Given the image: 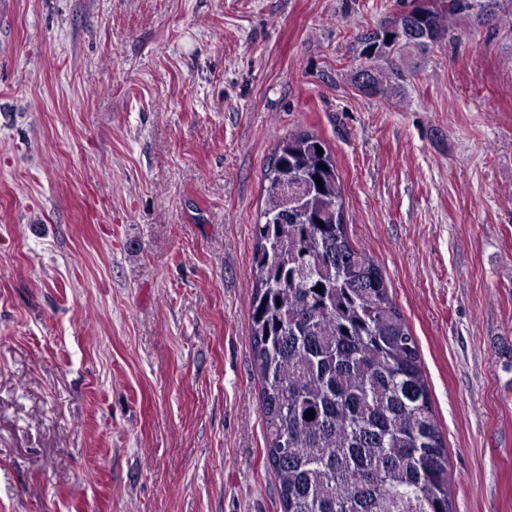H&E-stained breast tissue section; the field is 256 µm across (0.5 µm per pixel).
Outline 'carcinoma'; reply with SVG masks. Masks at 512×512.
Returning a JSON list of instances; mask_svg holds the SVG:
<instances>
[{
	"instance_id": "cac0c4a2",
	"label": "carcinoma",
	"mask_w": 512,
	"mask_h": 512,
	"mask_svg": "<svg viewBox=\"0 0 512 512\" xmlns=\"http://www.w3.org/2000/svg\"><path fill=\"white\" fill-rule=\"evenodd\" d=\"M483 4L418 0L430 39L402 38L392 53L376 46L393 34L396 14L361 34L360 68L372 85L364 95L390 97L411 58L457 24L485 25ZM264 180L263 221L253 225L252 366L281 512H455L418 341L379 266L348 236L333 154L313 132L290 134Z\"/></svg>"
}]
</instances>
